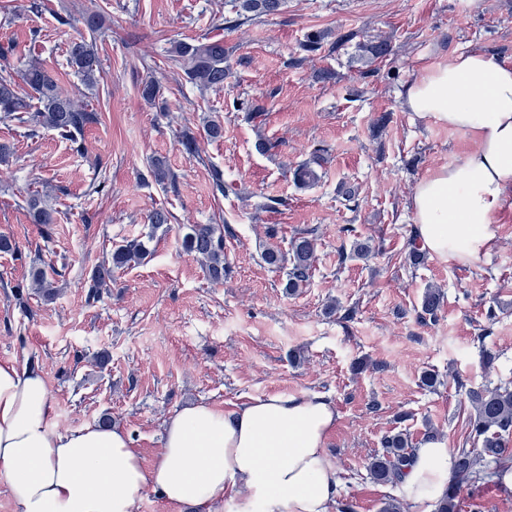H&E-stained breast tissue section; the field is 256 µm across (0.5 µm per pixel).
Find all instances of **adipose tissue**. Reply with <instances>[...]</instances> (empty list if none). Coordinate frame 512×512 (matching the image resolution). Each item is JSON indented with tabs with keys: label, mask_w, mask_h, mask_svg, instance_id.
I'll use <instances>...</instances> for the list:
<instances>
[{
	"label": "adipose tissue",
	"mask_w": 512,
	"mask_h": 512,
	"mask_svg": "<svg viewBox=\"0 0 512 512\" xmlns=\"http://www.w3.org/2000/svg\"><path fill=\"white\" fill-rule=\"evenodd\" d=\"M402 107L467 131L458 164L421 177L410 205L421 247L464 263L495 244L494 226L512 196V64L468 51L426 64L406 82ZM37 369L0 362V475L15 512H136L151 490L181 512H332L336 469L325 449L336 408L319 394L256 397L222 411L192 404L165 420L163 446L144 465L122 426L61 431ZM449 450L426 442L401 482L403 497L432 505L448 483Z\"/></svg>",
	"instance_id": "1"
}]
</instances>
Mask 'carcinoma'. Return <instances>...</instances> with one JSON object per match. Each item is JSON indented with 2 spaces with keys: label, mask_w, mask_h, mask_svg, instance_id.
<instances>
[{
  "label": "carcinoma",
  "mask_w": 512,
  "mask_h": 512,
  "mask_svg": "<svg viewBox=\"0 0 512 512\" xmlns=\"http://www.w3.org/2000/svg\"><path fill=\"white\" fill-rule=\"evenodd\" d=\"M235 17L225 19L228 27L235 28L263 16L282 11L284 0H228ZM328 31H311L301 44L305 52L313 53L321 48ZM360 57L366 63H376L393 55L391 42L376 36L357 44ZM14 56V44L0 43V120L28 126V133L36 135L48 131L71 143L73 150L84 149V134L90 125L98 121V115L89 104L75 99L63 89L58 76L42 63L30 59L14 72L10 58ZM229 50L224 41L202 35L195 42H178L171 50L172 62L183 71L187 82L200 92L224 86L228 75L226 61ZM67 65L81 77L88 87L98 82L99 59L93 42L84 38L73 39L66 49ZM29 95L20 93L21 87ZM326 150L314 149L293 172L295 185L300 189L315 185L320 179L318 168L325 162ZM149 169L154 182L167 187L175 182L167 160L154 157ZM25 208L32 223L46 226L56 223V210L46 203L45 196L32 193L25 199ZM173 214L165 207L153 209L149 214L152 229L168 230ZM181 237V248L194 255L202 264L204 273L215 283H222L230 273L224 253V227L218 224H186ZM148 239L134 238L116 246L109 256L97 264L91 273L90 297L100 298L101 289L112 287L113 273L130 266L144 263L152 255ZM315 233L305 230L290 242L288 252L278 247H268L262 258L272 267L286 270V292L294 294L308 282L315 263ZM32 284L41 296L53 297L52 284L47 271L36 267L31 270ZM442 305V294L429 287L422 296L417 320H434ZM464 393L468 415L462 446L450 451L451 467L448 488L434 502L433 512H459L462 486L476 480L497 479L504 481L512 473V382L493 388L486 385L470 386L457 380ZM416 448L407 434L397 431L384 437L383 452L374 455L368 469L373 480L383 484H399L414 462Z\"/></svg>",
  "instance_id": "obj_1"
}]
</instances>
